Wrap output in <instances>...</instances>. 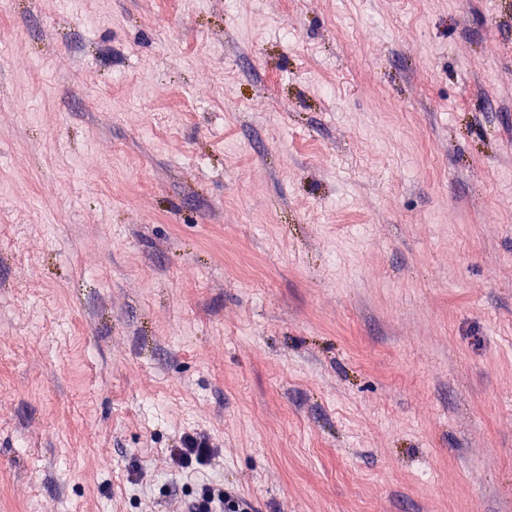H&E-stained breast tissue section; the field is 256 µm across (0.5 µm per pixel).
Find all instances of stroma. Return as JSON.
Wrapping results in <instances>:
<instances>
[{"mask_svg":"<svg viewBox=\"0 0 512 512\" xmlns=\"http://www.w3.org/2000/svg\"><path fill=\"white\" fill-rule=\"evenodd\" d=\"M206 486L512 512V0H0V512ZM181 448H173L170 460L180 469H203L211 465L216 448L206 436L185 435Z\"/></svg>","mask_w":512,"mask_h":512,"instance_id":"1","label":"stroma"}]
</instances>
